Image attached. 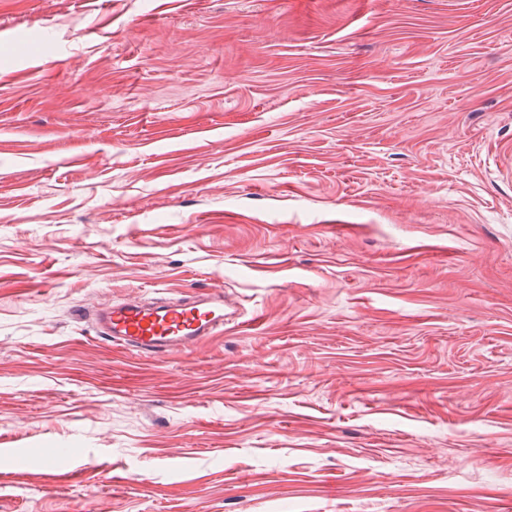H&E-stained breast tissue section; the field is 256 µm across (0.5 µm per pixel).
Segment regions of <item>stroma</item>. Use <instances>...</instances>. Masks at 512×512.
<instances>
[{"label": "stroma", "instance_id": "1", "mask_svg": "<svg viewBox=\"0 0 512 512\" xmlns=\"http://www.w3.org/2000/svg\"><path fill=\"white\" fill-rule=\"evenodd\" d=\"M0 512H512V0H0ZM95 321L111 342L142 354L176 353L224 331V298L206 294L149 304L127 301L99 309Z\"/></svg>", "mask_w": 512, "mask_h": 512}]
</instances>
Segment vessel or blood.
Returning <instances> with one entry per match:
<instances>
[{"label": "vessel or blood", "instance_id": "vessel-or-blood-1", "mask_svg": "<svg viewBox=\"0 0 512 512\" xmlns=\"http://www.w3.org/2000/svg\"><path fill=\"white\" fill-rule=\"evenodd\" d=\"M106 339L142 354L176 353L224 330V299L215 294L154 303L127 301L97 311Z\"/></svg>", "mask_w": 512, "mask_h": 512}]
</instances>
